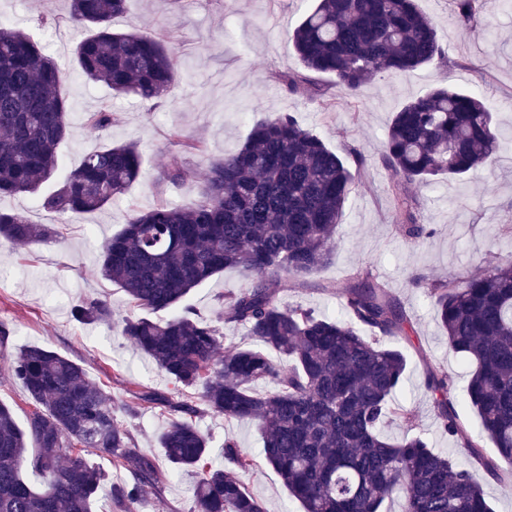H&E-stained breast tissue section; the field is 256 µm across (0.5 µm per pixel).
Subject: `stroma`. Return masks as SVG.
Listing matches in <instances>:
<instances>
[{
    "label": "stroma",
    "instance_id": "stroma-1",
    "mask_svg": "<svg viewBox=\"0 0 512 512\" xmlns=\"http://www.w3.org/2000/svg\"><path fill=\"white\" fill-rule=\"evenodd\" d=\"M311 5L312 0H128L126 12L113 19V30L165 34L178 62L173 93L140 101L113 97L103 84L79 74L75 49L88 31L69 21L67 0H0V22L23 29L44 45L64 74L62 91L73 107L72 128L59 147L54 182L63 181L86 152L111 143H137L143 160L139 180L93 214L65 218L47 212L34 194L0 199L1 210L23 214L58 232L52 240L25 247L0 241V322L13 330L7 351L0 353V403L13 409L18 423H25L31 406L23 385L10 375V352L28 344L82 363L90 379L105 383L118 404L137 388L174 391V382L148 355L114 332V325L134 310L124 291L100 276V246L134 213L162 201L186 205L196 200L209 159L236 151L256 121L289 113L355 169L356 186L336 230L332 263L306 285L283 289L280 304L340 315L338 287L357 269L369 268L412 322L413 333L404 345L407 379L397 403L412 411L415 433L432 448L467 463V448L442 431L424 384L427 366L448 372L462 422L468 429L478 428L479 417L466 395L471 367L449 351L429 290L436 279L477 274L512 255V234L501 230L502 225H512V10L494 11L463 27L456 22L453 0H419L436 23L443 60L380 75L355 95L321 76L314 79L318 93H295L282 80L302 70L289 34ZM438 85L480 95L495 112L504 141L491 166L477 176L410 187L422 223L433 230L416 242L394 222V199L381 157L394 112ZM100 109L113 115L102 136L89 132L83 121L85 113ZM173 127L207 146L206 154L186 155L191 176L180 189L160 180L162 165L176 149L168 138ZM243 283L241 272L229 268L193 289L185 302L210 319L219 295ZM84 299L110 303L111 324L74 321L71 308ZM168 421L164 409L150 404L135 416L120 418L138 447L158 457L163 451L157 438ZM198 426L214 446L230 436L251 455L261 454L262 438L254 424L208 415ZM245 485L262 500L266 512H301L269 466L259 465ZM194 486V476H166L161 490L146 491L139 512H190Z\"/></svg>",
    "mask_w": 512,
    "mask_h": 512
}]
</instances>
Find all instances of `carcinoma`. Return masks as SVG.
Wrapping results in <instances>:
<instances>
[{"label": "carcinoma", "instance_id": "1", "mask_svg": "<svg viewBox=\"0 0 512 512\" xmlns=\"http://www.w3.org/2000/svg\"><path fill=\"white\" fill-rule=\"evenodd\" d=\"M126 2L69 0V19L93 29L76 47L79 70L115 96L161 99L177 83L174 48L151 33L113 31L112 18ZM499 2L455 0L456 21L470 25ZM290 40L307 72L331 76L350 93L381 73L442 60L435 25L417 0H317ZM61 81L31 35L0 23V197L36 194L53 177L70 136L71 104ZM84 123L103 131L112 113L88 112ZM170 137L182 152L169 154L162 179L180 187L188 181L182 153L204 146L177 128ZM500 147L492 112L475 95L438 86L406 101L392 117L383 153L405 235L417 242L433 233L418 222L408 186L475 174ZM141 167L136 143L103 146L41 195L40 206L59 215L100 211ZM354 187L344 160L281 113L256 122L241 148L210 162L193 203L162 202L132 215L104 242L101 273L139 311L123 320L121 336L177 384V397L143 388L117 408L82 365L39 346L19 348L11 375L32 411L21 426L0 403V512H91L106 475L88 463L89 448L127 473L110 486L114 512H138L145 488L160 490L162 473L117 412L133 415L145 403L170 415L158 436L169 466L197 474L193 512H266L244 482L257 460L234 439L224 438L223 464H212L210 438L196 423L205 413L257 426L263 462L303 512H380L394 493L403 512H492L473 469L495 479L512 469V256L478 275L440 278L430 291L448 348L472 367L467 396L480 431L471 434L459 420L448 373L428 367L425 387L443 430L469 449L470 468L418 435L391 441L382 427L397 420L410 429L414 418L395 400L408 367L399 343L410 326L389 288L369 270L355 271L341 289L343 318L279 303L287 283L304 285L332 261ZM52 236L46 225L0 210L1 240L29 246ZM227 268L242 272L246 285L218 298V319L244 326L256 341L251 347L222 348L212 320L179 308L193 288ZM160 312L171 316L154 319ZM72 316L112 323L101 299L80 302ZM355 321L371 335H361ZM484 437L496 449L493 458L482 453ZM27 469L42 476V488L24 479Z\"/></svg>", "mask_w": 512, "mask_h": 512}]
</instances>
